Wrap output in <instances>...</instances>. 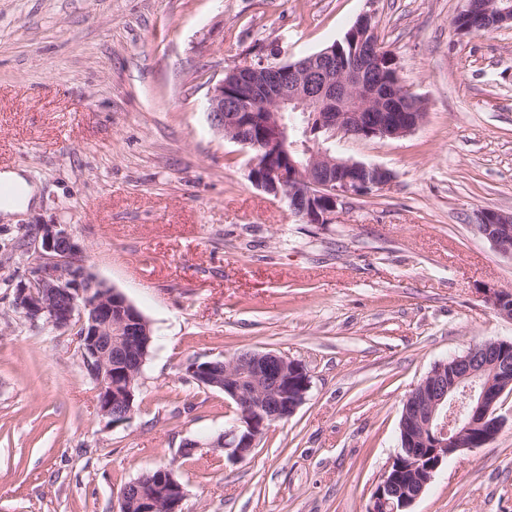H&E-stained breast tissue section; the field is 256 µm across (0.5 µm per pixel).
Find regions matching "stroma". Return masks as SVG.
<instances>
[{
    "label": "stroma",
    "mask_w": 512,
    "mask_h": 512,
    "mask_svg": "<svg viewBox=\"0 0 512 512\" xmlns=\"http://www.w3.org/2000/svg\"><path fill=\"white\" fill-rule=\"evenodd\" d=\"M463 0H0V170L40 188L0 223V512H117L159 466L183 512H366L399 448L408 395L476 341H512L483 292L512 257L474 228L512 212V26L460 35ZM375 18L424 121L399 138L335 137L390 170L332 223L305 224L248 177L211 125L228 69L283 64ZM69 225L95 277L148 320L130 420L112 426L69 331L13 308L38 225ZM246 350L299 361L303 404L251 454L179 457L235 411L195 361ZM487 445L450 459L411 512H512V393Z\"/></svg>",
    "instance_id": "obj_1"
}]
</instances>
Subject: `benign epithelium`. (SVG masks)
Masks as SVG:
<instances>
[{"label":"benign epithelium","mask_w":512,"mask_h":512,"mask_svg":"<svg viewBox=\"0 0 512 512\" xmlns=\"http://www.w3.org/2000/svg\"><path fill=\"white\" fill-rule=\"evenodd\" d=\"M482 11L485 19L469 29L489 32L512 25L507 0H464L462 14ZM358 55L336 64L329 47L298 62L243 65L228 70L212 88L206 112L211 124L230 141L256 151L249 179L258 188L285 198L306 224H329L345 200L388 185L393 174L380 166L332 154L319 146L296 162L289 145L284 112H301L309 125L334 136L399 138L425 119L424 103L398 80L380 89L372 80L392 57L378 39L374 17L362 14L350 29ZM476 230L501 254L512 257V214L485 211ZM493 311L512 320V292L488 289ZM13 308L30 324L67 330L88 323L77 338V352L93 377L96 408L112 425L124 424L134 408L133 386L146 360L147 327L141 313L118 292L95 278L86 254L66 224H41L34 256L24 277L14 284ZM201 385L217 387L239 402L256 399L251 411L237 413L213 440H192L185 451L222 448L230 461L243 460L272 424L295 413L305 400L309 380L303 365L274 352L252 351L224 364L189 365ZM512 387V343L494 341L480 350L437 363L405 401V422L397 473L383 476L367 512H406L422 495L444 462L464 453L456 447L464 429L492 422L502 427L496 406ZM185 488L169 470L146 491L125 484L121 504L137 512H182Z\"/></svg>","instance_id":"obj_1"}]
</instances>
